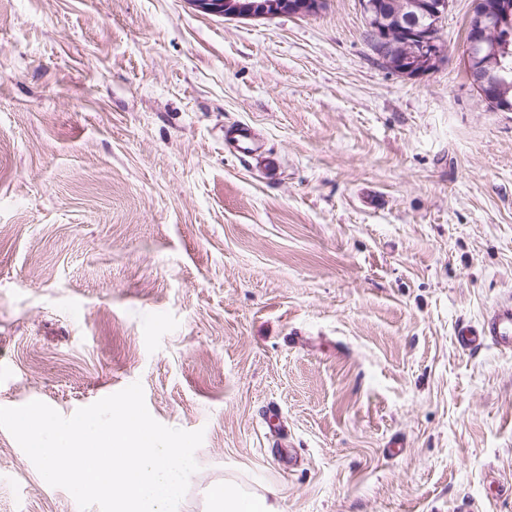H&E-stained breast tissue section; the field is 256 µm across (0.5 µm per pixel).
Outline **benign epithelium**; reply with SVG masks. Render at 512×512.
Segmentation results:
<instances>
[{
  "label": "benign epithelium",
  "instance_id": "1",
  "mask_svg": "<svg viewBox=\"0 0 512 512\" xmlns=\"http://www.w3.org/2000/svg\"><path fill=\"white\" fill-rule=\"evenodd\" d=\"M197 9L226 18H273L285 13L313 16L319 13L324 0H190ZM363 10L369 25L383 39L397 46L394 37L418 42L412 53L394 52L384 59L386 68L407 78L435 72L447 55L444 44L433 38L431 29L438 19L448 14V0H363ZM512 24V0H476L470 19L472 36L466 47L469 77L482 100L502 112H512V103L493 96L489 61L498 47L488 40V34Z\"/></svg>",
  "mask_w": 512,
  "mask_h": 512
}]
</instances>
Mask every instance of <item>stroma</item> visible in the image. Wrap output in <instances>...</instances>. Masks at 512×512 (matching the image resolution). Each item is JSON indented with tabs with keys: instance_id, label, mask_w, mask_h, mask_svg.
<instances>
[{
	"instance_id": "1",
	"label": "stroma",
	"mask_w": 512,
	"mask_h": 512,
	"mask_svg": "<svg viewBox=\"0 0 512 512\" xmlns=\"http://www.w3.org/2000/svg\"><path fill=\"white\" fill-rule=\"evenodd\" d=\"M474 6L407 79L360 0H0V407L141 382L204 433L179 512L227 483L280 512H512V352L455 341L512 297V112L469 80ZM0 512H83L3 428ZM198 10L224 15L225 18H273L285 13L313 16L323 7V0H190ZM224 140L233 143L235 149L243 156L251 157L261 153L253 131L245 125L233 124L226 127Z\"/></svg>"
}]
</instances>
